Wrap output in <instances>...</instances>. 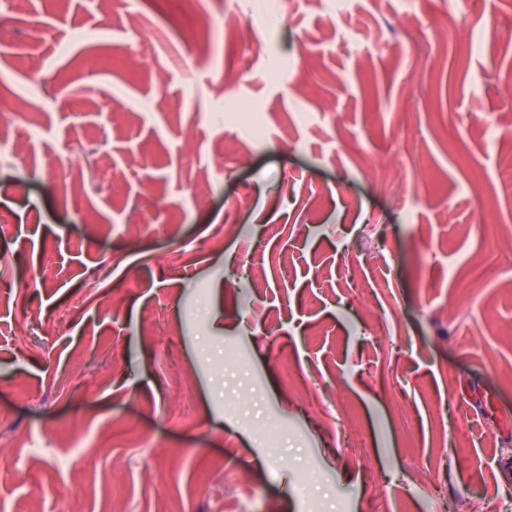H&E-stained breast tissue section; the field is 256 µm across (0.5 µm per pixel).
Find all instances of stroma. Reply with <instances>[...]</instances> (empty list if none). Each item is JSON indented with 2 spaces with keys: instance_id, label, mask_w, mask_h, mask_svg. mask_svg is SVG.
Returning <instances> with one entry per match:
<instances>
[{
  "instance_id": "obj_1",
  "label": "stroma",
  "mask_w": 512,
  "mask_h": 512,
  "mask_svg": "<svg viewBox=\"0 0 512 512\" xmlns=\"http://www.w3.org/2000/svg\"><path fill=\"white\" fill-rule=\"evenodd\" d=\"M179 7L0 0V512H512V0Z\"/></svg>"
}]
</instances>
